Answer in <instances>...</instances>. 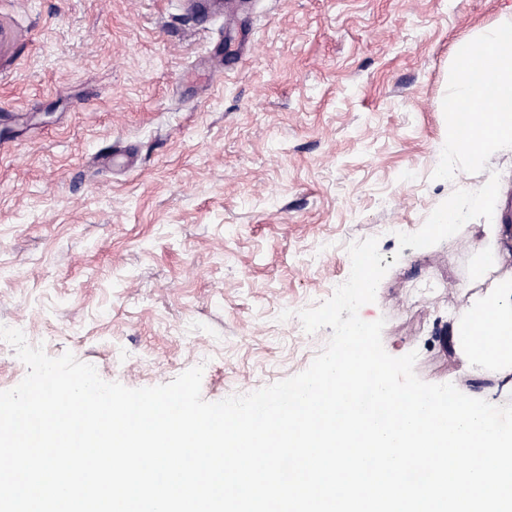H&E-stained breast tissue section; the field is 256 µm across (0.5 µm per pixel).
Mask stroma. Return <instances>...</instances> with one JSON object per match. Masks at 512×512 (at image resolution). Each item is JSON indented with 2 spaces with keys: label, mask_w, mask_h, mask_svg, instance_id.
Instances as JSON below:
<instances>
[{
  "label": "stroma",
  "mask_w": 512,
  "mask_h": 512,
  "mask_svg": "<svg viewBox=\"0 0 512 512\" xmlns=\"http://www.w3.org/2000/svg\"><path fill=\"white\" fill-rule=\"evenodd\" d=\"M509 20L512 0H0V325L129 388L203 366L215 402L308 368L332 330L298 311L374 237L390 269L360 318L421 380L487 397L446 343L499 279L472 278L473 223L397 235L494 172L512 225L511 148L443 170L453 46Z\"/></svg>",
  "instance_id": "stroma-1"
}]
</instances>
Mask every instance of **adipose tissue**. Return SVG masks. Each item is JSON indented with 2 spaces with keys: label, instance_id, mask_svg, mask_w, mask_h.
I'll return each mask as SVG.
<instances>
[{
  "label": "adipose tissue",
  "instance_id": "adipose-tissue-1",
  "mask_svg": "<svg viewBox=\"0 0 512 512\" xmlns=\"http://www.w3.org/2000/svg\"><path fill=\"white\" fill-rule=\"evenodd\" d=\"M455 72L444 110L448 114V165L457 158L483 157L512 144V24L499 22L456 43ZM490 70L493 90L475 78V58ZM479 104L468 131L459 127L460 103ZM503 225L480 224L475 247L502 276L470 310L467 321L454 325L449 342L453 352L478 377H491L512 387V238L504 239Z\"/></svg>",
  "mask_w": 512,
  "mask_h": 512
}]
</instances>
